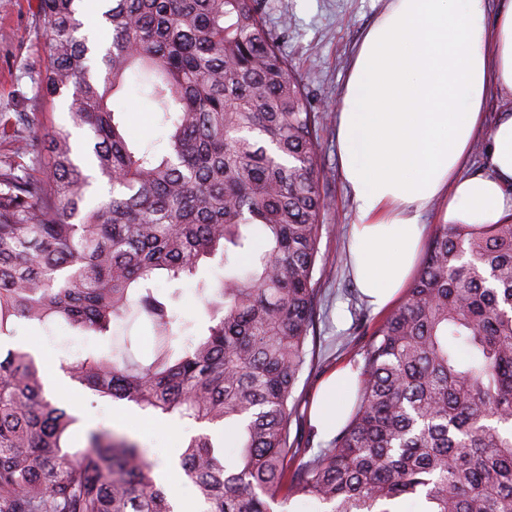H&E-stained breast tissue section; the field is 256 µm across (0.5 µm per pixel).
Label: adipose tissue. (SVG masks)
<instances>
[{
  "instance_id": "adipose-tissue-1",
  "label": "adipose tissue",
  "mask_w": 512,
  "mask_h": 512,
  "mask_svg": "<svg viewBox=\"0 0 512 512\" xmlns=\"http://www.w3.org/2000/svg\"><path fill=\"white\" fill-rule=\"evenodd\" d=\"M502 100L484 130L490 91ZM341 170L354 203L352 269L374 311L386 309L416 264L423 212L447 224L512 215V0H387L360 40L336 109ZM487 133L486 167L462 176ZM349 370L324 383L314 418L327 433L346 414Z\"/></svg>"
}]
</instances>
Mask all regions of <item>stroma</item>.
Masks as SVG:
<instances>
[{"instance_id": "35a3bbf8", "label": "stroma", "mask_w": 512, "mask_h": 512, "mask_svg": "<svg viewBox=\"0 0 512 512\" xmlns=\"http://www.w3.org/2000/svg\"><path fill=\"white\" fill-rule=\"evenodd\" d=\"M268 28L280 37L296 77L304 85L313 111L326 112L320 132V181L331 206L319 243L320 258L326 272L319 281L320 310L317 322V346L310 364L300 375L295 395L296 412L291 434L300 447L310 452L329 446L325 436L311 419V411L322 382L337 368L356 369L362 360L367 339L356 330L358 314H365L370 326H378L384 314L368 311L345 253L350 243L353 202L341 176L339 143L336 135L335 109L347 76L355 47L364 32L385 7L386 0H260ZM35 0H0V115L16 112H40L47 121L62 124L67 120L61 100L46 101L36 96L25 75L28 67L42 64L47 38L34 23ZM119 104L126 111L125 132L134 143L162 140L165 131L153 120L148 105L136 93H128ZM161 297L179 291L173 308L183 319L185 336L198 335L206 326L202 297L194 282L172 286L157 284ZM13 336L0 339V352L21 348L30 352L47 379L66 376L68 365L79 352L121 349L130 345L136 358H147L154 346L150 324L140 316L114 324L112 335L101 338L80 333L64 324L43 326L28 321L14 323ZM52 400L75 413L79 431L75 442H82L85 432L121 428L137 443L153 465H161L163 454L180 456L186 434L196 433L197 424L176 417L151 415L128 401L102 398L89 389L68 382L66 390H51ZM129 411L126 426H117L113 411Z\"/></svg>"}]
</instances>
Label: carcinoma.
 Listing matches in <instances>:
<instances>
[{
  "mask_svg": "<svg viewBox=\"0 0 512 512\" xmlns=\"http://www.w3.org/2000/svg\"><path fill=\"white\" fill-rule=\"evenodd\" d=\"M78 0H37L49 36L36 94L66 97L46 133V174L25 143L0 172V335L63 320L97 336L131 312L158 344L143 363L86 351L71 379L155 415L224 425L237 450L191 437L179 466L203 512H512V220L439 224L406 301L368 335L355 399L329 448L297 462L299 375L314 355L328 197L323 116L259 0H97L112 34L78 35ZM140 77L162 150L127 141L111 98ZM40 120L19 112L0 137ZM91 147L79 153L73 131ZM220 258L224 278H197ZM196 282L207 332L175 347L156 282ZM22 349L0 360V512H173L145 453L110 430L72 445L79 418L45 395Z\"/></svg>",
  "mask_w": 512,
  "mask_h": 512,
  "instance_id": "cac0c4a2",
  "label": "carcinoma"
}]
</instances>
